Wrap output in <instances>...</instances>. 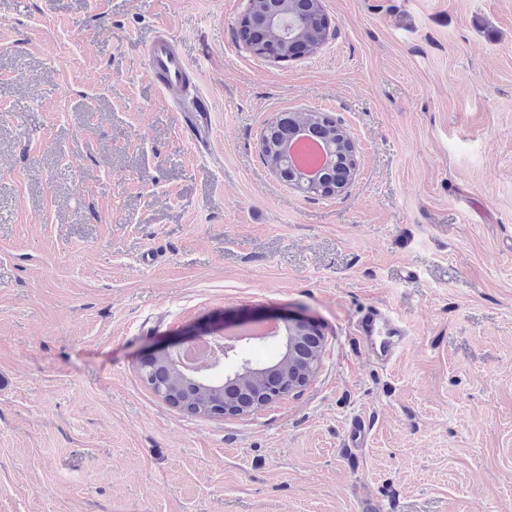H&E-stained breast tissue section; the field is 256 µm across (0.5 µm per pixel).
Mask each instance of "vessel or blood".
<instances>
[{
	"mask_svg": "<svg viewBox=\"0 0 512 512\" xmlns=\"http://www.w3.org/2000/svg\"><path fill=\"white\" fill-rule=\"evenodd\" d=\"M147 70L164 93L183 91L199 70L190 68L169 36L156 35L146 49ZM358 343L380 365L389 364L409 342L404 325L391 314L374 307L366 310L358 326Z\"/></svg>",
	"mask_w": 512,
	"mask_h": 512,
	"instance_id": "1",
	"label": "vessel or blood"
}]
</instances>
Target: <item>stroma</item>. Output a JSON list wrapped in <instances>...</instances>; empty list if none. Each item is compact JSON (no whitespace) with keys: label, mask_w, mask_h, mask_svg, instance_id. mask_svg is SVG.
Listing matches in <instances>:
<instances>
[{"label":"stroma","mask_w":512,"mask_h":512,"mask_svg":"<svg viewBox=\"0 0 512 512\" xmlns=\"http://www.w3.org/2000/svg\"><path fill=\"white\" fill-rule=\"evenodd\" d=\"M322 8L316 52L274 60L249 0H0V512H512V0ZM162 29L201 113L146 70ZM314 111L356 148L337 197L260 153ZM372 305L411 331L386 367ZM252 313L317 326L307 386L204 417L142 383ZM241 34V39L243 38L245 44L253 51V53L259 56H263L264 54L268 57H279L281 55L283 58H291L295 56L294 53H306V50H302L295 45H291L289 40H278L281 54H279L278 46L276 43H273L271 45L266 44L263 47L262 53L261 49L259 48V45L270 39L277 40L275 39V37L266 33H259L257 28H255L254 31L251 33L250 31H245L244 33L241 32Z\"/></svg>","instance_id":"stroma-1"}]
</instances>
